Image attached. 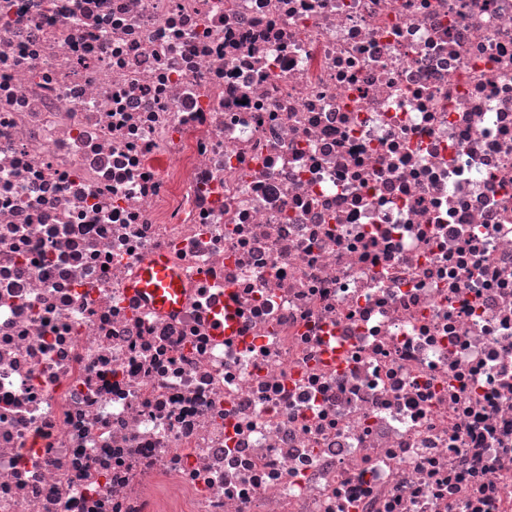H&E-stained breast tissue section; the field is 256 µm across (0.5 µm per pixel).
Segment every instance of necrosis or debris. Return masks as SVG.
<instances>
[{
	"label": "necrosis or debris",
	"mask_w": 512,
	"mask_h": 512,
	"mask_svg": "<svg viewBox=\"0 0 512 512\" xmlns=\"http://www.w3.org/2000/svg\"><path fill=\"white\" fill-rule=\"evenodd\" d=\"M0 512H512V0H0ZM137 286L138 291L150 298V304L159 311L177 307L182 299L179 275L163 258H156L143 269Z\"/></svg>",
	"instance_id": "1"
}]
</instances>
